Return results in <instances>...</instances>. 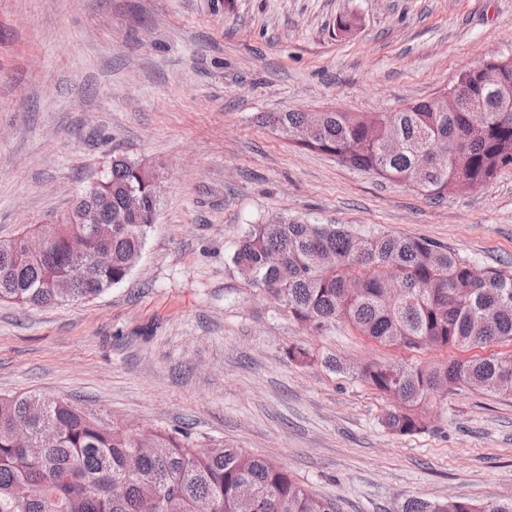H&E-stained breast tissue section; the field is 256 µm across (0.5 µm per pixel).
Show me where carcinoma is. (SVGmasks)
<instances>
[{"instance_id":"obj_1","label":"carcinoma","mask_w":512,"mask_h":512,"mask_svg":"<svg viewBox=\"0 0 512 512\" xmlns=\"http://www.w3.org/2000/svg\"><path fill=\"white\" fill-rule=\"evenodd\" d=\"M465 96L481 94L485 72L461 71ZM268 122L288 142L336 157L443 199L460 181L481 184L512 167V112H435L418 101L399 112H318L317 138L294 139L304 125L302 112H271ZM453 138V157L415 164L419 151ZM151 175L145 165L112 159L98 190L112 199V210L97 211L85 200L83 224H51L52 244L39 257L18 256L4 268L0 251V301L41 307L102 294L124 282L133 258L144 248L157 202L143 198L145 222L125 221V198L143 188ZM112 220V239L92 233L94 224ZM85 236V252L71 256L66 237ZM103 248L112 269L92 278L78 267L93 264ZM230 261L248 283L297 322L318 332L341 322L377 342L422 351L429 348H484L512 342V271L488 270L476 279L470 263L431 241L385 232L358 234L338 224H307L276 218L249 224ZM75 281L73 294L53 297L49 285ZM356 374L399 405L385 426L411 436L427 427L433 401L454 386L512 395V354L472 357L436 364L373 365ZM26 423L29 441L8 434ZM56 438L40 447L44 426ZM136 434L77 405L36 394L0 396V512H196L202 501L214 512H238L242 500L254 512H339L336 502L309 492L287 470L233 445L209 453L188 435L158 431L153 449L130 467ZM403 512H512V499L475 503L460 498L413 499Z\"/></svg>"}]
</instances>
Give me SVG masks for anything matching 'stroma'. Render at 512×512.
<instances>
[{"instance_id": "35a3bbf8", "label": "stroma", "mask_w": 512, "mask_h": 512, "mask_svg": "<svg viewBox=\"0 0 512 512\" xmlns=\"http://www.w3.org/2000/svg\"><path fill=\"white\" fill-rule=\"evenodd\" d=\"M503 55L512 0H0V241L63 216L113 158L149 164L161 186L124 283L46 307L0 301V395L234 444L340 512L512 499V397L455 387L400 436L382 423L390 397L355 374L459 351L389 348L341 323L313 333L228 260L247 225L283 216L512 271L511 168L437 202L254 120L396 112ZM294 346L314 362L291 361ZM328 352L349 372L322 366Z\"/></svg>"}]
</instances>
